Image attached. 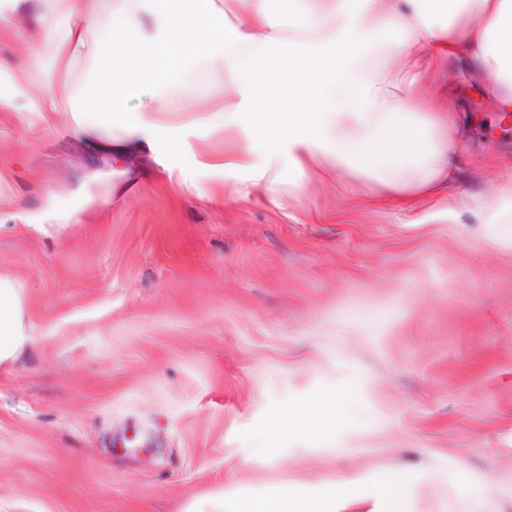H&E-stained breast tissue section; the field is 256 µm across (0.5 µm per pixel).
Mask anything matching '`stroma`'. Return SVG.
I'll return each instance as SVG.
<instances>
[{
    "label": "stroma",
    "mask_w": 512,
    "mask_h": 512,
    "mask_svg": "<svg viewBox=\"0 0 512 512\" xmlns=\"http://www.w3.org/2000/svg\"><path fill=\"white\" fill-rule=\"evenodd\" d=\"M0 22V276L22 290L29 350L0 367V512H224L272 493L322 512H512V133L461 72L429 70L469 121L476 182L410 208L363 204L348 177L286 172L216 208L224 129L187 125L168 174L75 137L44 96L92 89L106 56L31 62ZM175 96L228 92V72L163 46ZM303 180L296 192L287 183ZM336 402L327 430L280 416ZM479 479L478 494L467 489ZM350 480L355 498L332 499Z\"/></svg>",
    "instance_id": "35a3bbf8"
}]
</instances>
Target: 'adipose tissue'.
<instances>
[{
    "mask_svg": "<svg viewBox=\"0 0 512 512\" xmlns=\"http://www.w3.org/2000/svg\"><path fill=\"white\" fill-rule=\"evenodd\" d=\"M44 0H9L0 21L30 29L37 53L72 63L88 42L113 59L98 71L99 90L48 97V112H77L78 136L107 141L113 156L148 155L159 165L180 145L167 112H195L162 81L163 35H178L185 57L205 55L232 73L235 92L216 103L224 152L201 158L224 173V205L275 196L281 172L318 174L322 166L369 185L371 205L409 207L472 179L458 113L424 92L426 68L464 67L499 111H512V0H211L208 10L159 11L155 0H54L53 39L40 35ZM235 24H227V14ZM101 26H93V19ZM398 30L386 48L381 33ZM387 53V66L374 58ZM150 94V109H125ZM30 341L20 288L0 278V363Z\"/></svg>",
    "mask_w": 512,
    "mask_h": 512,
    "instance_id": "obj_1",
    "label": "adipose tissue"
}]
</instances>
